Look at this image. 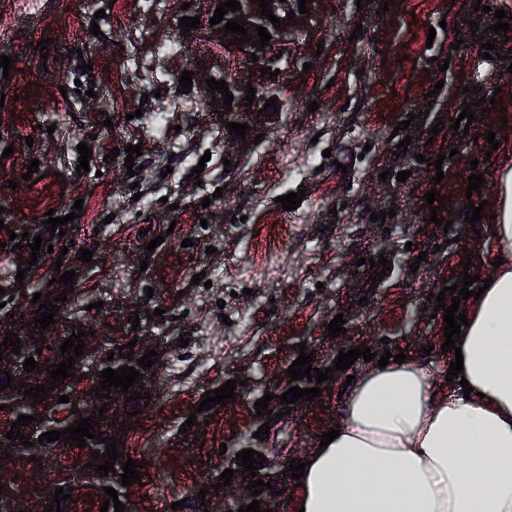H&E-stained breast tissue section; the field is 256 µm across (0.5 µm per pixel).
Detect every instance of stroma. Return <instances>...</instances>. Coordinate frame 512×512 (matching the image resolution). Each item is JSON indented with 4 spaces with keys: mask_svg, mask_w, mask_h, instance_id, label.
Wrapping results in <instances>:
<instances>
[{
    "mask_svg": "<svg viewBox=\"0 0 512 512\" xmlns=\"http://www.w3.org/2000/svg\"><path fill=\"white\" fill-rule=\"evenodd\" d=\"M183 2L9 0L0 10V55L13 61L8 78L0 77V151L14 149L0 163V281L28 292L44 287L58 250L68 248L77 260L88 248L92 260L73 285L72 322L106 323L127 336L131 329L114 316L112 302L165 312L154 328L173 344L155 375L163 397L127 432L128 446L146 460V483L132 488L131 512H167L191 495L219 463L220 444L250 426L253 395L243 387L210 419L204 446L173 447V433L201 393L244 373L277 375L296 338L324 335L327 323L360 297L369 303L355 335L378 352L383 337L396 338L407 356L428 359L445 376L444 360L424 351L444 333L435 295L443 285L461 284L465 250L481 255L483 275L492 256L489 240L465 220L470 167L484 170L480 191L489 201L500 169L512 165V73L501 60L512 30L470 31L486 19L475 3L510 13L512 0H314L292 30L277 112L259 125V141L236 153L223 119L208 108L207 74L193 70L191 58H221L224 72L242 81L251 78L248 60L221 57L213 44L187 38L181 17L204 15L206 4ZM94 23L100 35L91 34ZM44 38L46 60L38 47ZM485 40L493 41L496 59L481 57ZM85 60L91 73L81 69ZM442 62L447 70H439ZM188 70L193 86L182 94L179 79ZM465 85L480 91L462 93ZM481 97L494 105L468 136L454 135L449 119ZM158 113L159 131L151 123ZM415 114L419 124L398 131ZM104 118L111 127L101 126ZM435 126L440 133L433 137ZM489 130L501 139L494 152L484 137ZM407 136L406 155L396 156ZM82 142L92 157L80 174ZM135 144L142 154L132 175L125 148ZM443 151L451 157L441 160L444 177L435 184L425 162L440 160ZM34 159L39 176L25 179ZM340 163L346 172L337 171ZM197 165L203 172L196 183L189 174ZM404 170L410 176L402 183ZM298 190L305 194L300 206L282 213L279 197ZM432 190L447 197L434 214L449 228L429 221L424 195ZM78 200L80 218L64 225L52 252L40 254L18 281L7 226L41 224L49 211L70 214ZM157 236L162 244L147 251ZM186 238L193 246H183ZM421 251L426 259L419 263ZM381 253L390 256L391 269L368 285V261ZM200 272L206 284H192ZM335 404L330 398L325 407L301 408L292 425L300 454L317 447L336 419ZM16 462L0 451V472L13 477L18 494L44 504L53 472L20 470Z\"/></svg>",
    "mask_w": 512,
    "mask_h": 512,
    "instance_id": "stroma-1",
    "label": "stroma"
}]
</instances>
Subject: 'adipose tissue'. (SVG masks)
<instances>
[{
  "instance_id": "ef3b65f1",
  "label": "adipose tissue",
  "mask_w": 512,
  "mask_h": 512,
  "mask_svg": "<svg viewBox=\"0 0 512 512\" xmlns=\"http://www.w3.org/2000/svg\"><path fill=\"white\" fill-rule=\"evenodd\" d=\"M490 211L503 263L467 300L459 341L474 396L416 358L357 373L337 402L338 437L306 455L291 512H512V166Z\"/></svg>"
}]
</instances>
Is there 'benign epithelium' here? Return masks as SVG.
<instances>
[{"label": "benign epithelium", "mask_w": 512, "mask_h": 512, "mask_svg": "<svg viewBox=\"0 0 512 512\" xmlns=\"http://www.w3.org/2000/svg\"><path fill=\"white\" fill-rule=\"evenodd\" d=\"M241 9L236 12H231L224 15V20L220 23L212 26L205 22L201 24V30L205 37L214 38V41H219V34L215 33V30L223 28L226 25L227 20L234 19L238 22L242 20L249 21L247 28H249L248 36L252 37V42H242V45L234 43L235 35L229 33L224 37V41L232 42L226 53L234 52L238 49H243L245 54L254 53L257 55V61L251 63L253 73L256 77V81L252 83V87L256 90L271 89L273 86L279 84L276 79L269 80L267 78L260 77L259 69L263 67H269L271 70L279 68L280 60L276 59V55L279 51H283L288 46V35L290 34V26L274 27L265 16L261 15V9L258 8V0H239ZM273 15L283 19L287 17V14L294 13V16H299L298 2L297 0H273L272 2ZM262 26L267 28V32L271 34V40L268 42V46L257 49L253 47V43L260 42V37L257 36L256 27ZM229 91L232 92L234 100L232 102V110H226L223 106V95L215 92L216 102L214 105L220 107V110L226 112V115L234 118L239 123H253L255 113L246 112L243 110L242 104L244 103V97L247 96L246 83L232 77L227 80ZM57 323L49 325L44 331L34 330L29 331V328L18 329L12 328V331L17 333L22 339L27 356H31L35 361L39 362L40 372H24L23 363L25 358L15 356L11 353H5L0 356V370H6L10 372V375L14 377L13 386L15 390H20L19 384L23 383L25 386H30L38 379L47 380L49 379L48 368L50 362V352L47 349L48 339L55 337L60 334L64 328L65 320L61 317H55ZM140 327L135 331L137 336V348L133 357H138V354L143 353L147 350L156 351V356L152 357L154 361L153 367L157 368L164 363L165 357L168 354V344L164 343L162 337L155 336L152 334L153 328L150 321L147 320V316L139 314ZM85 348L83 349V355L78 358L77 366L75 369L76 377L70 379V383L73 387V396L70 399V404L65 406L59 413L58 418L64 421L65 425H70L74 421L88 416L95 408L99 405V400L95 398V393L91 392V389L98 386V373L102 364L106 361L108 356V346L106 344V336L101 331H95V337H87L84 339ZM41 348L42 353H36V348ZM316 350L313 354L312 364L316 368L325 369L333 366V360L337 359L339 348L336 347V342H324L314 348L305 346V352L309 353L311 350ZM299 355V348H294L293 355L289 356V360L284 365V370L280 371L279 378L274 380H260L253 383L255 390L260 391L264 394H275L277 389L290 382L289 375L285 373V369L289 368L292 363V359ZM150 393L152 400L156 401L161 398V392L159 389L152 385V372H146L143 374V379L134 384L133 387L129 388L128 393L133 392ZM129 409L125 408V398L121 397L118 402L112 404V409L109 415V427L111 435L119 438L122 433L119 432L121 424H129L131 418L127 417ZM70 443L67 441H56L48 445H42L37 442L33 443L31 447V453L34 456H50L52 458L59 459L66 455ZM0 501L3 503H12L14 507L11 512H36V509L29 505L26 501L22 500L18 493L15 492L14 484L11 479L7 477L0 478Z\"/></svg>", "instance_id": "7a95c632"}]
</instances>
